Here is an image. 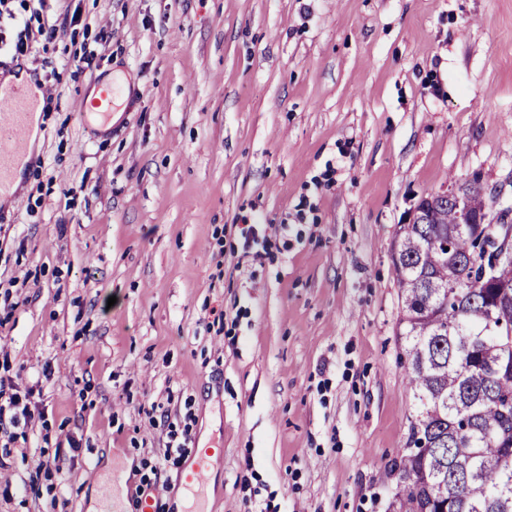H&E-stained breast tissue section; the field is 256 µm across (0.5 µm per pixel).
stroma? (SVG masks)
Segmentation results:
<instances>
[{
    "label": "stroma",
    "instance_id": "obj_1",
    "mask_svg": "<svg viewBox=\"0 0 512 512\" xmlns=\"http://www.w3.org/2000/svg\"><path fill=\"white\" fill-rule=\"evenodd\" d=\"M37 165L0 203V512H391L418 406L392 245L481 187L512 225V0H44ZM121 77L120 118H84ZM189 451L167 459L170 428ZM7 394L5 385L0 382V426L3 430L4 427V421L5 418L4 412L6 407L8 408V411L13 413L8 418V424L15 427L20 422V416L23 417L25 424L28 423V419L31 418V413L28 408V404H24L23 407L20 410V413L17 412V410L20 408V402L21 398L18 393H8V396L5 397ZM196 450L191 458L189 465L184 472V482L187 488L204 489L211 479L212 457L217 453L221 454L222 449L216 448H200Z\"/></svg>",
    "mask_w": 512,
    "mask_h": 512
}]
</instances>
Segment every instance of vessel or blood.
Here are the masks:
<instances>
[{"label": "vessel or blood", "instance_id": "vessel-or-blood-1", "mask_svg": "<svg viewBox=\"0 0 512 512\" xmlns=\"http://www.w3.org/2000/svg\"><path fill=\"white\" fill-rule=\"evenodd\" d=\"M32 106L27 81L14 83L10 92H0V201L12 196L16 168L27 156ZM214 454L211 448L195 451L184 472L185 487L203 489L209 485Z\"/></svg>", "mask_w": 512, "mask_h": 512}]
</instances>
